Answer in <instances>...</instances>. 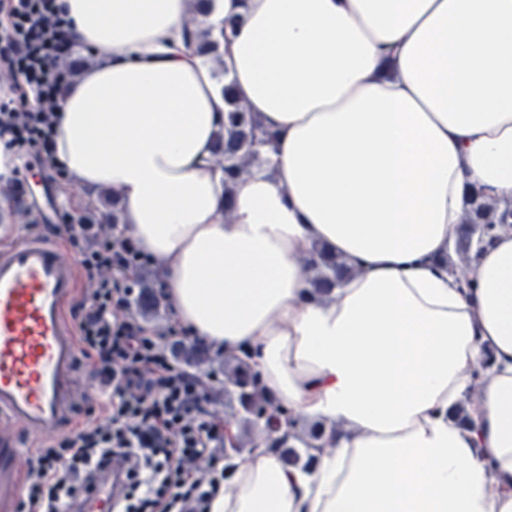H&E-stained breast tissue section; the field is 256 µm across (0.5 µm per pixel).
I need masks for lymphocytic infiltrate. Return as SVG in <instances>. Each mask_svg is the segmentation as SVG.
Returning <instances> with one entry per match:
<instances>
[{"instance_id": "1", "label": "lymphocytic infiltrate", "mask_w": 512, "mask_h": 512, "mask_svg": "<svg viewBox=\"0 0 512 512\" xmlns=\"http://www.w3.org/2000/svg\"><path fill=\"white\" fill-rule=\"evenodd\" d=\"M75 41L57 0H0V145L36 155L37 176L55 181L58 101L72 81ZM87 287L72 308L89 374L106 398V420L77 423L34 444L25 479L27 512H80L86 497L122 472L113 512H206L217 488L224 421L204 380L177 367L166 344L130 309L148 261L130 238L70 224Z\"/></svg>"}]
</instances>
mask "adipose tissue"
Returning a JSON list of instances; mask_svg holds the SVG:
<instances>
[{
  "label": "adipose tissue",
  "instance_id": "ef3b65f1",
  "mask_svg": "<svg viewBox=\"0 0 512 512\" xmlns=\"http://www.w3.org/2000/svg\"><path fill=\"white\" fill-rule=\"evenodd\" d=\"M59 2L99 52L59 101L64 170L120 195L184 328L328 425L312 466L259 447L208 512H512V0H213L200 26L240 17L229 80L276 136L229 186L193 0ZM475 199L501 222L462 279ZM321 249L347 267L327 296ZM496 208L490 204L479 202L469 207L462 218V224L459 228L458 235L454 244L452 255L448 258V263H452L453 266L459 271H465L472 263L473 260V249L468 251L466 255V261L464 260V244L466 232L469 225L472 224H484L482 227L475 228L480 229L484 234L489 235L490 232L495 228L496 223L485 224L492 220L496 222ZM308 266L311 272L309 283L317 292L328 293L336 288V259L320 253L318 259L308 261Z\"/></svg>",
  "mask_w": 512,
  "mask_h": 512
}]
</instances>
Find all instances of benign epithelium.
Returning a JSON list of instances; mask_svg holds the SVG:
<instances>
[{"label": "benign epithelium", "instance_id": "1", "mask_svg": "<svg viewBox=\"0 0 512 512\" xmlns=\"http://www.w3.org/2000/svg\"><path fill=\"white\" fill-rule=\"evenodd\" d=\"M236 388L243 410L256 421L264 423L267 447L277 456H282L291 438L288 432L282 430V426L288 423V416L278 408L268 391L264 390L258 375L250 366L242 365Z\"/></svg>", "mask_w": 512, "mask_h": 512}]
</instances>
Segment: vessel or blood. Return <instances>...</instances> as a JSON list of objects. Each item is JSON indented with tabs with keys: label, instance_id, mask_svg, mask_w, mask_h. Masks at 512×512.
Returning a JSON list of instances; mask_svg holds the SVG:
<instances>
[{
	"label": "vessel or blood",
	"instance_id": "vessel-or-blood-1",
	"mask_svg": "<svg viewBox=\"0 0 512 512\" xmlns=\"http://www.w3.org/2000/svg\"><path fill=\"white\" fill-rule=\"evenodd\" d=\"M77 274L55 240L23 236L0 246V512L20 491L22 436L71 419L77 344L64 307Z\"/></svg>",
	"mask_w": 512,
	"mask_h": 512
}]
</instances>
